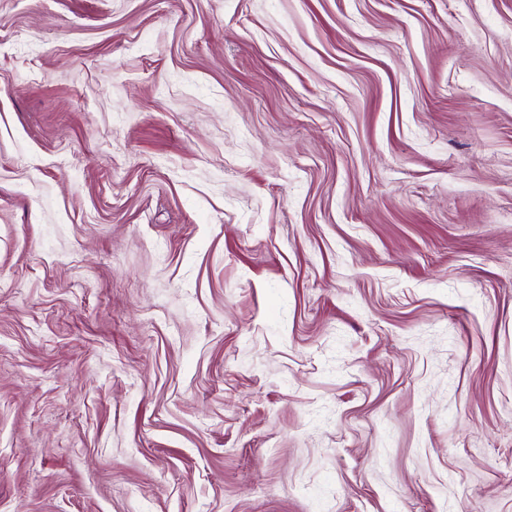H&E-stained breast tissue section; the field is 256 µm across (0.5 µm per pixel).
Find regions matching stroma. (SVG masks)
Segmentation results:
<instances>
[{
  "instance_id": "35a3bbf8",
  "label": "stroma",
  "mask_w": 512,
  "mask_h": 512,
  "mask_svg": "<svg viewBox=\"0 0 512 512\" xmlns=\"http://www.w3.org/2000/svg\"><path fill=\"white\" fill-rule=\"evenodd\" d=\"M0 512H512V0H0Z\"/></svg>"
}]
</instances>
